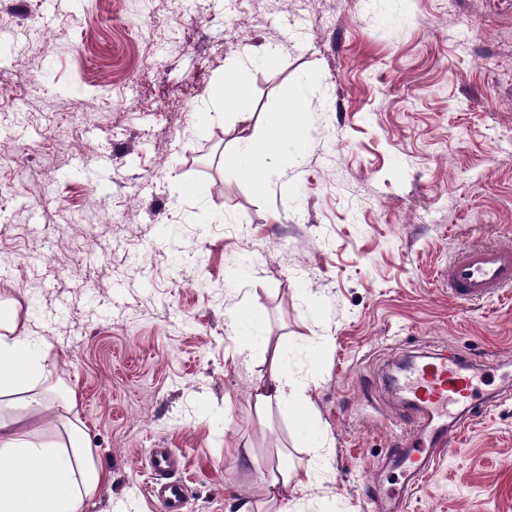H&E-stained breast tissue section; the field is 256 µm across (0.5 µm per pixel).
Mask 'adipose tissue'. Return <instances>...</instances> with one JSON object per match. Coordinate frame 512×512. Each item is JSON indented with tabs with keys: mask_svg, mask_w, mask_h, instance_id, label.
<instances>
[{
	"mask_svg": "<svg viewBox=\"0 0 512 512\" xmlns=\"http://www.w3.org/2000/svg\"><path fill=\"white\" fill-rule=\"evenodd\" d=\"M289 113L278 127L256 139L246 113L238 115L239 143L248 156L245 165L235 157L228 164L242 177L254 178L266 167L267 145L287 129ZM47 344L35 335L29 310L14 297L0 294V512H85L101 486L109 482L90 446L86 424L77 412L76 390L48 387ZM250 396L264 414L305 392L290 384L280 353H273L268 374L251 386Z\"/></svg>",
	"mask_w": 512,
	"mask_h": 512,
	"instance_id": "ef3b65f1",
	"label": "adipose tissue"
}]
</instances>
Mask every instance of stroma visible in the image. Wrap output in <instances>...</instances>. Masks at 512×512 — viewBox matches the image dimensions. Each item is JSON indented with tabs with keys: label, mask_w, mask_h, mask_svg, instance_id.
<instances>
[{
	"label": "stroma",
	"mask_w": 512,
	"mask_h": 512,
	"mask_svg": "<svg viewBox=\"0 0 512 512\" xmlns=\"http://www.w3.org/2000/svg\"><path fill=\"white\" fill-rule=\"evenodd\" d=\"M0 5V292L112 474L87 512H161L156 446L186 466L187 512H263L271 471L316 449L294 510L512 512V291L462 304L441 277L512 242V0ZM236 58L247 97L205 110ZM296 91L272 206L224 158L236 112L264 133ZM276 343L316 408L301 429L250 401ZM447 352L498 403L411 486L386 377Z\"/></svg>",
	"instance_id": "stroma-1"
}]
</instances>
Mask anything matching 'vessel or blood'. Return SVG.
<instances>
[{
  "instance_id": "1",
  "label": "vessel or blood",
  "mask_w": 512,
  "mask_h": 512,
  "mask_svg": "<svg viewBox=\"0 0 512 512\" xmlns=\"http://www.w3.org/2000/svg\"><path fill=\"white\" fill-rule=\"evenodd\" d=\"M512 285V244L470 248L448 266V289L457 301L475 302L504 292ZM467 363L456 354L417 357L396 389L406 400L402 422L408 447L388 449L411 481L426 477L447 451L452 430L468 427L486 412L491 401L479 396ZM183 465L168 448L149 451L145 491L161 512H186L188 485Z\"/></svg>"
}]
</instances>
